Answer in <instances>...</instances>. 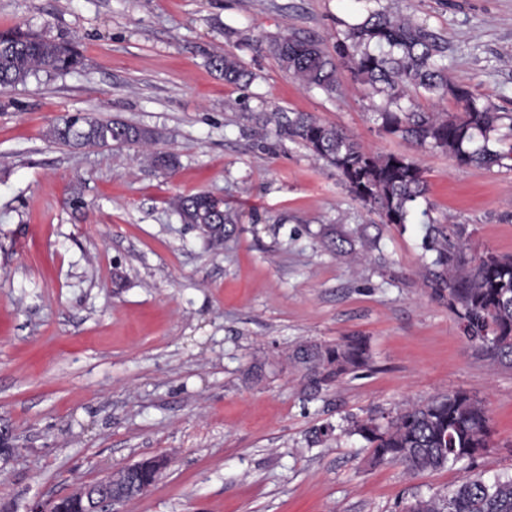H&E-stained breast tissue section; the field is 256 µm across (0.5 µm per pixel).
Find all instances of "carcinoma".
Listing matches in <instances>:
<instances>
[{
  "label": "carcinoma",
  "instance_id": "carcinoma-1",
  "mask_svg": "<svg viewBox=\"0 0 512 512\" xmlns=\"http://www.w3.org/2000/svg\"><path fill=\"white\" fill-rule=\"evenodd\" d=\"M0 45V85L23 83L40 70H74L81 63L71 43L19 29L1 33ZM268 51L289 77L331 97L340 93L338 63L318 41L291 32L269 43ZM447 51V41L427 26L378 8L349 26L338 54L370 94L385 97L377 112L383 133L445 152L460 165H499L512 158V149L490 148L489 133L504 119L512 129V113L496 111L471 86L451 81ZM209 64L229 85L246 86L253 78L231 54L213 55ZM420 91L439 98L449 95L460 111H425L409 100L410 93ZM254 118L273 125L276 136L303 145L334 168L348 191L384 224L407 223L413 206L426 199L427 179L406 155L367 149L343 129L306 112H259ZM135 132L136 126L124 121L80 113L60 118L47 136L72 148L122 147L138 143ZM174 206L183 223L196 225L215 246L233 234L238 221L234 210L204 193L178 196ZM462 235L457 225L429 220L424 247L435 257L424 278L448 301L467 339L485 348L493 362L511 367L512 256L487 252L469 258ZM291 358L306 370L307 389L317 392L364 367L369 355L367 342L351 336L334 345L301 346ZM491 432L485 405L465 392L410 405L384 425L367 419L354 426V433L370 445L374 461L399 464L410 474L474 459L473 449L488 447ZM410 509L512 512V477L488 483L469 474L444 502L420 499Z\"/></svg>",
  "mask_w": 512,
  "mask_h": 512
}]
</instances>
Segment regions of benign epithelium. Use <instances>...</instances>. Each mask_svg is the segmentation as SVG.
Listing matches in <instances>:
<instances>
[{
    "instance_id": "1",
    "label": "benign epithelium",
    "mask_w": 512,
    "mask_h": 512,
    "mask_svg": "<svg viewBox=\"0 0 512 512\" xmlns=\"http://www.w3.org/2000/svg\"><path fill=\"white\" fill-rule=\"evenodd\" d=\"M169 465L166 456L145 458L111 471L91 485H81L65 496L49 502L35 500L25 506V512H121L123 503L145 493V488L132 479L134 472L152 473L155 484Z\"/></svg>"
}]
</instances>
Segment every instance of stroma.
<instances>
[{
	"instance_id": "35a3bbf8",
	"label": "stroma",
	"mask_w": 512,
	"mask_h": 512,
	"mask_svg": "<svg viewBox=\"0 0 512 512\" xmlns=\"http://www.w3.org/2000/svg\"><path fill=\"white\" fill-rule=\"evenodd\" d=\"M448 41V69L512 113V0H381ZM361 0H0V30L74 41L81 66L0 86V512L110 469L171 465L122 512H406L462 477L512 476V367L491 366L425 286L429 219L469 256H512V159L460 166L382 133L379 98L340 66V95L267 50L291 32L337 54ZM229 52L254 74L224 83ZM308 112L413 158L428 208L385 224L335 169L251 115ZM157 131L151 145L73 149L67 113ZM176 156L175 170L149 155ZM206 192L240 215L221 248L171 206ZM335 241H328V234ZM122 287H114L115 275ZM365 337L367 366L310 393L288 356ZM463 391L491 419L473 461L415 475L376 463L354 422ZM331 440L311 442L323 424Z\"/></svg>"
}]
</instances>
